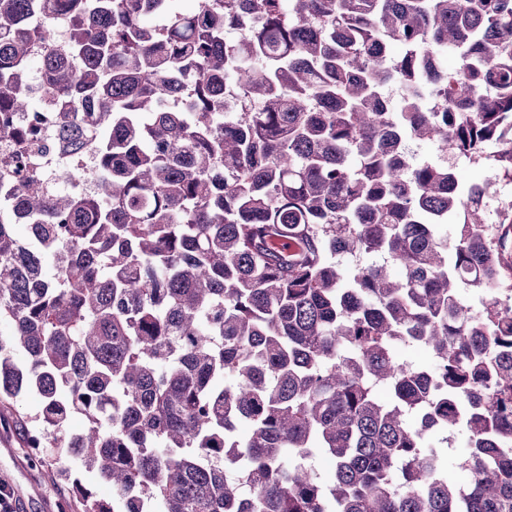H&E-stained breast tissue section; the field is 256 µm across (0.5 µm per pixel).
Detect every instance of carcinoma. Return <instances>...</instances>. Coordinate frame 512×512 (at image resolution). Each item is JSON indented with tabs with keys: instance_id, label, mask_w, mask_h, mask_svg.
I'll return each mask as SVG.
<instances>
[{
	"instance_id": "carcinoma-1",
	"label": "carcinoma",
	"mask_w": 512,
	"mask_h": 512,
	"mask_svg": "<svg viewBox=\"0 0 512 512\" xmlns=\"http://www.w3.org/2000/svg\"><path fill=\"white\" fill-rule=\"evenodd\" d=\"M35 9L69 15L66 49L46 15L31 54ZM44 93L97 187L51 191L19 157L0 407L36 390L26 442L112 485H76L83 512H512V203L402 157L432 141L512 183V0H0V135ZM437 431L466 433L467 483Z\"/></svg>"
}]
</instances>
